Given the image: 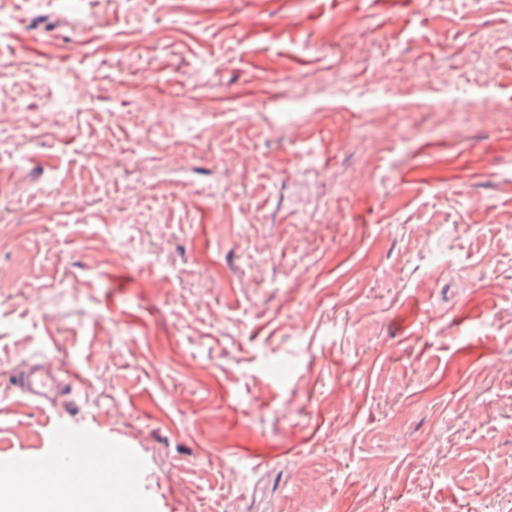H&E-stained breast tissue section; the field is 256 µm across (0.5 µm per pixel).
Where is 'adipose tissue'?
Instances as JSON below:
<instances>
[{"instance_id":"obj_1","label":"adipose tissue","mask_w":512,"mask_h":512,"mask_svg":"<svg viewBox=\"0 0 512 512\" xmlns=\"http://www.w3.org/2000/svg\"><path fill=\"white\" fill-rule=\"evenodd\" d=\"M109 478L108 467H100L79 491L66 476L60 475L56 478L55 495L47 498L32 484L14 483L10 473L0 472V499L12 512H77L81 496L87 495L96 499L100 512H133L134 505L129 499L105 493L104 485Z\"/></svg>"}]
</instances>
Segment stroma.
<instances>
[{"label":"stroma","mask_w":512,"mask_h":512,"mask_svg":"<svg viewBox=\"0 0 512 512\" xmlns=\"http://www.w3.org/2000/svg\"><path fill=\"white\" fill-rule=\"evenodd\" d=\"M0 63V471L69 428L135 512L512 493V0H0Z\"/></svg>","instance_id":"35a3bbf8"}]
</instances>
